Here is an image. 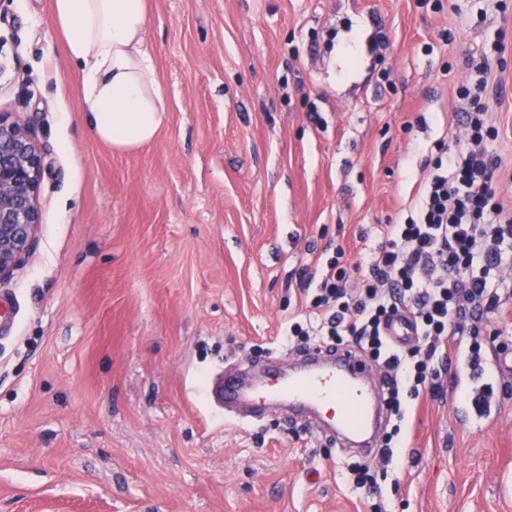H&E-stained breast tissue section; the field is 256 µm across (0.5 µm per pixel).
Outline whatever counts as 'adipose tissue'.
Segmentation results:
<instances>
[{
    "label": "adipose tissue",
    "mask_w": 512,
    "mask_h": 512,
    "mask_svg": "<svg viewBox=\"0 0 512 512\" xmlns=\"http://www.w3.org/2000/svg\"><path fill=\"white\" fill-rule=\"evenodd\" d=\"M64 50L80 71L85 120L124 154L153 142L168 98L146 46V0H53Z\"/></svg>",
    "instance_id": "adipose-tissue-1"
}]
</instances>
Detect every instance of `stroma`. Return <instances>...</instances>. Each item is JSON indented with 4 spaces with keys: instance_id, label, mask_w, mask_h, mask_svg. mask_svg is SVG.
I'll use <instances>...</instances> for the list:
<instances>
[{
    "instance_id": "35a3bbf8",
    "label": "stroma",
    "mask_w": 512,
    "mask_h": 512,
    "mask_svg": "<svg viewBox=\"0 0 512 512\" xmlns=\"http://www.w3.org/2000/svg\"><path fill=\"white\" fill-rule=\"evenodd\" d=\"M52 9L0 0V112L46 166L33 252L0 286V512H373L351 453L206 386L294 360L288 323L336 247L360 287L482 79L512 212V0H148L170 110L123 155L86 124ZM499 392L480 433L448 391L421 396L384 512H512V370Z\"/></svg>"
}]
</instances>
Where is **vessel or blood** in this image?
Segmentation results:
<instances>
[{"label":"vessel or blood","mask_w":512,"mask_h":512,"mask_svg":"<svg viewBox=\"0 0 512 512\" xmlns=\"http://www.w3.org/2000/svg\"><path fill=\"white\" fill-rule=\"evenodd\" d=\"M304 361L302 369L261 383L226 375L219 395L225 404L235 406L288 402L319 418L337 447L372 456L373 434L385 405L367 383L369 364L349 346L330 353L312 350L305 353ZM500 373V360L489 359L482 368V385H475L468 356L464 350L454 351L448 385L451 394L462 398L457 417L464 429L483 431L495 417L498 398L489 388Z\"/></svg>","instance_id":"obj_1"}]
</instances>
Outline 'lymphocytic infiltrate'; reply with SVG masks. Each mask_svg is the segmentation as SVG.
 <instances>
[{
  "label": "lymphocytic infiltrate",
  "instance_id": "1",
  "mask_svg": "<svg viewBox=\"0 0 512 512\" xmlns=\"http://www.w3.org/2000/svg\"><path fill=\"white\" fill-rule=\"evenodd\" d=\"M465 126V147L436 158L420 182L417 217L383 225V243L362 261L361 288L345 287L340 248L309 304L337 344L357 347L385 368L397 432L422 393L437 391L457 341L479 360V321L504 314L491 273L504 263L503 247H512V215L495 201L498 162L483 148L490 136L484 110L467 111ZM400 312L413 321L416 346L388 337Z\"/></svg>",
  "mask_w": 512,
  "mask_h": 512
}]
</instances>
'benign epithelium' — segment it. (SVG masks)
<instances>
[{"mask_svg": "<svg viewBox=\"0 0 512 512\" xmlns=\"http://www.w3.org/2000/svg\"><path fill=\"white\" fill-rule=\"evenodd\" d=\"M45 173L33 130L10 112L0 113V283L31 253L39 226Z\"/></svg>", "mask_w": 512, "mask_h": 512, "instance_id": "7a95c632", "label": "benign epithelium"}]
</instances>
